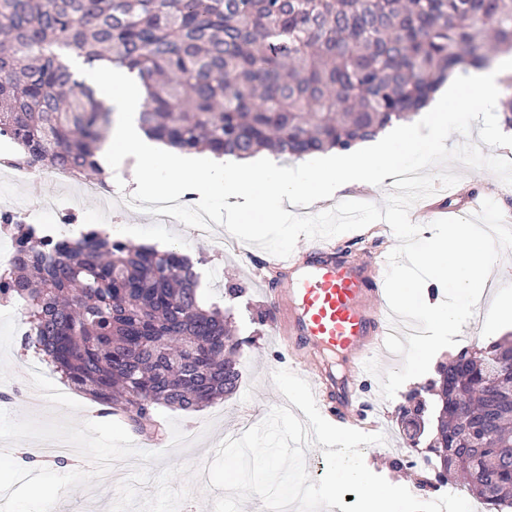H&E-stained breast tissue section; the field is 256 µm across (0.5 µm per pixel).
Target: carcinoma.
Returning <instances> with one entry per match:
<instances>
[{
	"mask_svg": "<svg viewBox=\"0 0 512 512\" xmlns=\"http://www.w3.org/2000/svg\"><path fill=\"white\" fill-rule=\"evenodd\" d=\"M76 52L136 74L140 128L183 151L288 159L347 151L411 121L448 78L512 55V0H0V136L30 166L101 176L111 109L79 79ZM18 262L0 296L25 301V343L105 410L162 434L154 407L194 411L235 392L244 341L230 310L200 305L176 248L101 231L50 244L17 225ZM400 407L403 441L431 423L437 471L476 499L512 508V337L441 362ZM492 417L494 449L465 424Z\"/></svg>",
	"mask_w": 512,
	"mask_h": 512,
	"instance_id": "1",
	"label": "carcinoma"
}]
</instances>
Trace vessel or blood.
I'll use <instances>...</instances> for the list:
<instances>
[{"label": "vessel or blood", "mask_w": 512, "mask_h": 512, "mask_svg": "<svg viewBox=\"0 0 512 512\" xmlns=\"http://www.w3.org/2000/svg\"><path fill=\"white\" fill-rule=\"evenodd\" d=\"M387 257L382 250L350 260L327 238L286 258L270 256L266 263L271 326L286 350L288 368L311 377L318 408L340 427L366 426L360 399L370 375L364 364L383 351L390 331ZM327 351L343 354L347 373L330 371L321 360Z\"/></svg>", "instance_id": "vessel-or-blood-1"}]
</instances>
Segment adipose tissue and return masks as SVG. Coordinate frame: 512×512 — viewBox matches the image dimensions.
<instances>
[{
    "mask_svg": "<svg viewBox=\"0 0 512 512\" xmlns=\"http://www.w3.org/2000/svg\"><path fill=\"white\" fill-rule=\"evenodd\" d=\"M91 80L100 97L124 114L101 154L110 183L132 194L148 193L154 190V176L161 170L172 192L244 197L249 203L246 222L253 226L277 223L287 200H318L351 186L379 191L386 171L398 168L401 155H441L449 131L461 125L469 106L476 102L495 106L501 91L497 72H477L463 90H449L447 103L431 110L422 125L401 127L396 138L373 142L359 151L336 152L318 166L301 165L279 172L273 165L262 166L252 159L227 163L150 141L136 121L142 104L138 83L114 71L94 72Z\"/></svg>",
    "mask_w": 512,
    "mask_h": 512,
    "instance_id": "obj_1",
    "label": "adipose tissue"
}]
</instances>
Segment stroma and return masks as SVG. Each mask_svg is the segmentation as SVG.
<instances>
[{
	"label": "stroma",
	"instance_id": "stroma-1",
	"mask_svg": "<svg viewBox=\"0 0 512 512\" xmlns=\"http://www.w3.org/2000/svg\"><path fill=\"white\" fill-rule=\"evenodd\" d=\"M453 173L459 174L457 188L460 192L476 193L479 199L496 201L503 213L512 215V191L504 192L502 182L486 170H470L461 164H453ZM12 198L27 212L32 223H55L59 212L74 209L79 223L115 225L122 241L136 245L152 246L165 243L178 247L206 259L214 276L201 288L204 305L232 308L238 334L251 338L241 358V382L238 390L224 398L192 412L158 408V418L177 420L188 436L186 446L171 451L164 462L150 464L151 472H159L163 465L190 464L201 459L212 462L213 449L225 435L235 433L244 424V417L255 405L276 407L281 395L268 376L271 368L279 364L278 341L267 322L264 267L267 253L256 246H249L250 261H243L241 254L217 252L210 241L191 238L185 225H155L152 215L139 210H125L120 206L121 194H113L111 200L82 198L76 185L47 176L45 168L39 167L24 181L12 179L10 172L0 169V201ZM237 284L243 289L239 298L232 299L226 293L228 285ZM17 318L6 317L0 308V410L13 417L32 415L40 419L50 417L47 401H34L30 395L29 372L33 364L21 344ZM40 370L56 383L62 392L72 396L82 406L76 418L80 421L94 417L96 403L88 396L76 392L47 363H40ZM422 378L407 381L393 398H383L378 383L367 384L363 399L370 405L379 433L385 437V448L381 451L364 448V462L369 470L387 481L406 488H413L414 470H395L391 461L399 455L403 445L402 429L397 417V408L408 391L422 385ZM127 476L126 470H118L115 481L105 488L75 489L59 502L63 512H101L103 500H115L117 484Z\"/></svg>",
	"mask_w": 512,
	"mask_h": 512
}]
</instances>
